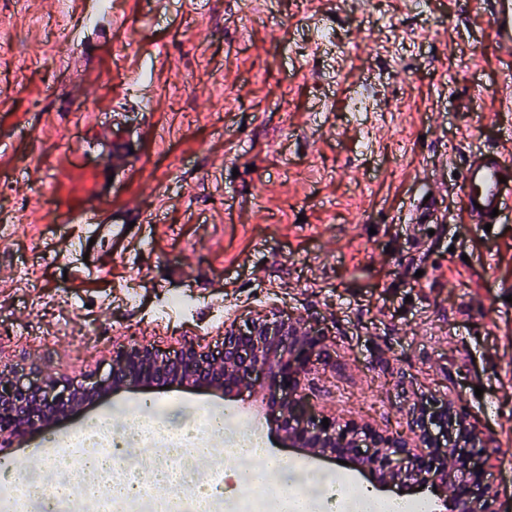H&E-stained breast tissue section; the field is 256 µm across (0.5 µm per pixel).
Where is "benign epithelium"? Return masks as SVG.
<instances>
[{"instance_id":"obj_1","label":"benign epithelium","mask_w":512,"mask_h":512,"mask_svg":"<svg viewBox=\"0 0 512 512\" xmlns=\"http://www.w3.org/2000/svg\"><path fill=\"white\" fill-rule=\"evenodd\" d=\"M321 346L322 339L298 322L274 324L257 318L249 326L225 331L221 355L211 361L191 345L173 358L160 357L145 346L121 347L112 353V375L89 387L59 390L53 382L25 381L4 369L0 371V439L25 436L56 414L128 384L181 382L228 396L260 376L269 391L267 418L283 445L347 459L384 486L450 487L453 495L442 500L446 512H470L468 498L473 491L483 497L488 494L479 480V464L489 443L450 400L413 411V440L367 426H341L334 418L328 419L327 427L309 424L302 393L311 384L312 356Z\"/></svg>"}]
</instances>
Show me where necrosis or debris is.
<instances>
[{"instance_id": "obj_1", "label": "necrosis or debris", "mask_w": 512, "mask_h": 512, "mask_svg": "<svg viewBox=\"0 0 512 512\" xmlns=\"http://www.w3.org/2000/svg\"><path fill=\"white\" fill-rule=\"evenodd\" d=\"M140 415L148 435L167 447H191L197 436L194 418H186L177 428L169 425L165 406L141 409ZM143 448V436L112 428L103 420L90 422L79 436L54 451L44 470L31 477L25 488L0 477V512H15L21 500L26 503V512H100L93 488L118 477L136 483V457ZM164 464L177 483L173 499L158 502L141 489L129 500L126 512H196L200 497L222 500L223 465L200 470L180 456L165 459Z\"/></svg>"}]
</instances>
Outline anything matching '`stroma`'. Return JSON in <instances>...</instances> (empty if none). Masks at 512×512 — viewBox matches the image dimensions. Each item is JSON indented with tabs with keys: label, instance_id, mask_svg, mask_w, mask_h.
I'll list each match as a JSON object with an SVG mask.
<instances>
[{
	"label": "stroma",
	"instance_id": "1",
	"mask_svg": "<svg viewBox=\"0 0 512 512\" xmlns=\"http://www.w3.org/2000/svg\"><path fill=\"white\" fill-rule=\"evenodd\" d=\"M112 2L0 0V369L86 384L121 345L207 352L256 317L297 319L329 353L313 366L311 418L405 434L413 408L459 399L497 449L494 512H512V214L477 229L456 177L512 131L495 0ZM111 124L130 152L122 170L87 146ZM432 192V214L406 222ZM105 194L129 231L96 237L90 270L63 220ZM142 208L159 223H138ZM137 398L175 423L221 406L239 431L263 422L280 459L305 456L266 426L263 384L138 385L9 441L18 486L51 435ZM315 470L438 499L326 456Z\"/></svg>",
	"mask_w": 512,
	"mask_h": 512
}]
</instances>
